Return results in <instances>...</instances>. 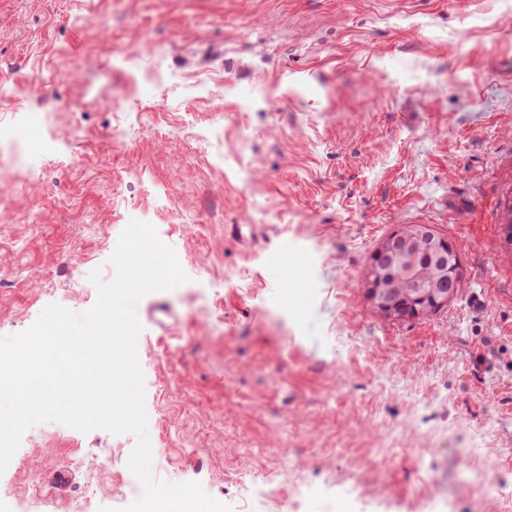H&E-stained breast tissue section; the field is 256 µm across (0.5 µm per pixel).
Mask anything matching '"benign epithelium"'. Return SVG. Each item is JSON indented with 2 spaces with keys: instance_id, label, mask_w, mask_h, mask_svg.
Here are the masks:
<instances>
[{
  "instance_id": "7a95c632",
  "label": "benign epithelium",
  "mask_w": 512,
  "mask_h": 512,
  "mask_svg": "<svg viewBox=\"0 0 512 512\" xmlns=\"http://www.w3.org/2000/svg\"><path fill=\"white\" fill-rule=\"evenodd\" d=\"M465 279L450 240L429 224H400L375 251L364 293L384 318L415 320L448 306Z\"/></svg>"
}]
</instances>
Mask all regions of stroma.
<instances>
[{
    "instance_id": "35a3bbf8",
    "label": "stroma",
    "mask_w": 512,
    "mask_h": 512,
    "mask_svg": "<svg viewBox=\"0 0 512 512\" xmlns=\"http://www.w3.org/2000/svg\"><path fill=\"white\" fill-rule=\"evenodd\" d=\"M1 128L0 337L90 308L133 219L189 276L136 307L157 478L231 512H512V0H0ZM399 224L466 274L401 323L362 289ZM135 444L31 427L0 512H116Z\"/></svg>"
}]
</instances>
